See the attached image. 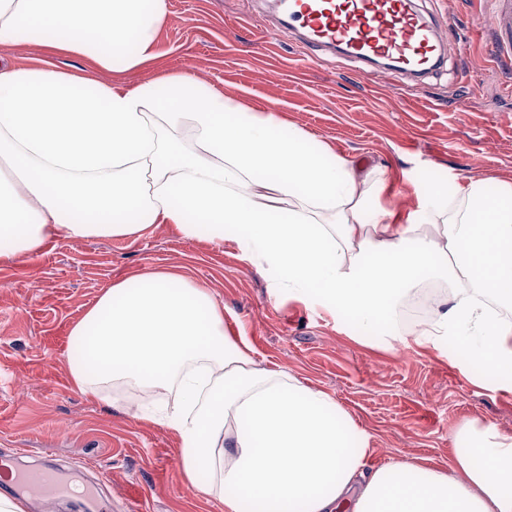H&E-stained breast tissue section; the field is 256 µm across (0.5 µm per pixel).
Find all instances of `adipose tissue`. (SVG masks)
Listing matches in <instances>:
<instances>
[{
	"label": "adipose tissue",
	"instance_id": "adipose-tissue-1",
	"mask_svg": "<svg viewBox=\"0 0 512 512\" xmlns=\"http://www.w3.org/2000/svg\"><path fill=\"white\" fill-rule=\"evenodd\" d=\"M167 0H0V47L38 45L128 71L156 56ZM190 131L197 147L178 140ZM381 171L363 170L185 71L135 86L40 59L0 68V262L56 234L138 238L160 224L231 237L274 298L321 306L394 344L452 347L512 380V185L414 184L399 217ZM469 289L435 318L397 330L389 308L418 278ZM69 377L102 402L138 392L136 419L178 443L183 475L224 512H512V437L462 425L447 468H372L368 432L327 394L251 356L208 289L154 271L113 283L70 330Z\"/></svg>",
	"mask_w": 512,
	"mask_h": 512
}]
</instances>
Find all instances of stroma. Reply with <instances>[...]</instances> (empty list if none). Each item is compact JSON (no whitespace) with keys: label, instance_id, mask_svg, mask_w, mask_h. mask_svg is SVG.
<instances>
[{"label":"stroma","instance_id":"1","mask_svg":"<svg viewBox=\"0 0 512 512\" xmlns=\"http://www.w3.org/2000/svg\"><path fill=\"white\" fill-rule=\"evenodd\" d=\"M442 29L446 65L421 79L388 76L328 51L308 58L279 27L275 0H167L157 57L104 73L139 84L188 69L251 109L276 107L288 125L383 171L386 195L404 214L413 182L512 184V59L487 52L491 0H415ZM170 269L208 289L230 335L247 336L262 365L330 396L371 436L374 466L427 458L447 466L466 422L512 436V385L468 377L454 353L386 347L348 323L288 298L233 240H189L172 227L137 239L76 242L56 235L37 255L0 263V452L24 464L45 457L75 484L93 483L118 512H224L186 483L178 444L69 379L65 351L51 350L113 283Z\"/></svg>","mask_w":512,"mask_h":512}]
</instances>
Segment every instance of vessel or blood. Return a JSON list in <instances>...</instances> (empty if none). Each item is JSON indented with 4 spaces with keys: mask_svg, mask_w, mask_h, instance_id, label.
<instances>
[{
    "mask_svg": "<svg viewBox=\"0 0 512 512\" xmlns=\"http://www.w3.org/2000/svg\"><path fill=\"white\" fill-rule=\"evenodd\" d=\"M283 8L309 50H337L358 63L388 60L401 74L428 71L443 61L442 35L410 0H283ZM492 19L493 54L511 53L512 0H497ZM0 493L26 499L31 512H52L68 500L75 512H112L93 490L71 498L68 483L49 461L19 472L12 483L0 486Z\"/></svg>",
    "mask_w": 512,
    "mask_h": 512,
    "instance_id": "vessel-or-blood-1",
    "label": "vessel or blood"
}]
</instances>
